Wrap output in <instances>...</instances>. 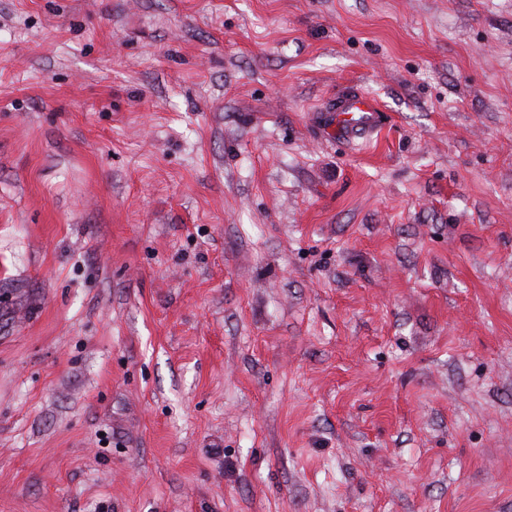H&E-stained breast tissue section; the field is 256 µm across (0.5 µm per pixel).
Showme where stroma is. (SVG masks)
<instances>
[{"instance_id": "stroma-1", "label": "stroma", "mask_w": 512, "mask_h": 512, "mask_svg": "<svg viewBox=\"0 0 512 512\" xmlns=\"http://www.w3.org/2000/svg\"><path fill=\"white\" fill-rule=\"evenodd\" d=\"M0 512H512V0H0ZM341 115L348 118H339ZM378 111L374 102L364 96L346 99L336 109V132L349 136L358 130H370L376 127Z\"/></svg>"}]
</instances>
